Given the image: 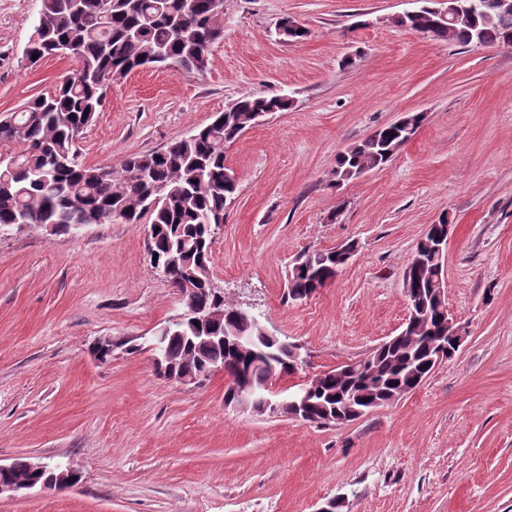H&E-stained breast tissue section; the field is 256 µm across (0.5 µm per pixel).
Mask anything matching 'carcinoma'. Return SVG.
Masks as SVG:
<instances>
[{
	"label": "carcinoma",
	"instance_id": "cac0c4a2",
	"mask_svg": "<svg viewBox=\"0 0 512 512\" xmlns=\"http://www.w3.org/2000/svg\"><path fill=\"white\" fill-rule=\"evenodd\" d=\"M481 7L460 18L452 28L434 25L421 9L405 16L406 28L431 40L462 45H511L512 12L501 13L495 0H480ZM224 38L223 17L213 13V0H41L30 55H56L70 47L78 67L62 77L58 88L39 95L25 109L0 120V147H21L0 165V232L18 224H34L51 235L71 234L74 224H108L113 211L135 196L158 199L149 210L154 248L165 260L180 258L197 264L212 243L208 225L224 221L238 185L224 178V149L237 139L235 129L256 112H282L291 99L285 95H247L234 102L225 120L198 128L171 141L161 150L127 156L119 166H85L76 149L80 135L95 121L102 106L104 87L140 66V56L150 57L162 48L165 56L153 60L157 68L171 62L180 71L202 72L209 62L212 44ZM425 120L422 112L401 118V125L386 124L336 157L332 185L339 187L358 178L364 167L385 166ZM448 233V219L434 225L432 235L418 243L415 252L425 256L434 238ZM338 254L314 250L301 255L288 279V298H306L336 278ZM437 265L420 274L425 335L408 330L372 358L373 373L359 363L346 364L325 373L310 393L306 413L316 422L322 413H346V401L359 398L364 408L374 400L387 404V394L399 386H411L429 365L435 350L430 342L439 335L438 320L446 309L434 293ZM179 270L170 271L169 282L184 294V303L195 307L220 306L233 313L240 336L260 335L251 315L224 302V292L207 285L193 292L178 281ZM225 322L210 327L185 323L179 334L167 337L166 357L184 374L208 376L212 361L224 362L233 376L226 394L240 386L242 371L247 383L267 389L275 374L265 358L235 355L224 341L204 343L206 336L224 335ZM51 481V474L31 470L29 460L12 463L0 480Z\"/></svg>",
	"mask_w": 512,
	"mask_h": 512
}]
</instances>
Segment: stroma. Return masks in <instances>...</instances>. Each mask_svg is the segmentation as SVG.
Instances as JSON below:
<instances>
[{
	"instance_id": "obj_1",
	"label": "stroma",
	"mask_w": 512,
	"mask_h": 512,
	"mask_svg": "<svg viewBox=\"0 0 512 512\" xmlns=\"http://www.w3.org/2000/svg\"><path fill=\"white\" fill-rule=\"evenodd\" d=\"M40 0H0V116L51 93L74 63H29ZM417 0H224L201 72L144 68L112 82L78 143L116 166L190 135L243 95L292 101L225 148L239 179L212 244L226 301L306 358L286 391L359 361L408 316L403 273L429 225L452 226L445 305L456 355L392 404L320 425L226 404L231 379L184 385L147 340L183 311L150 263L149 218L78 235H0V464L79 481L0 499V512H512V46L437 41L398 26ZM291 17L309 31L283 42ZM410 112L383 168L331 186L337 155ZM354 241L336 279L286 298L304 251ZM112 339L102 362L90 346Z\"/></svg>"
}]
</instances>
